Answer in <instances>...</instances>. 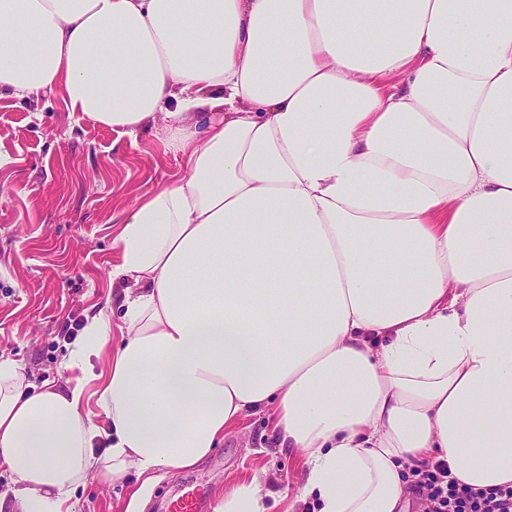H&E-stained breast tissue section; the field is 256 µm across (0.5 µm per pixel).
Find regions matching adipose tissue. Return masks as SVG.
Segmentation results:
<instances>
[{"label":"adipose tissue","mask_w":512,"mask_h":512,"mask_svg":"<svg viewBox=\"0 0 512 512\" xmlns=\"http://www.w3.org/2000/svg\"><path fill=\"white\" fill-rule=\"evenodd\" d=\"M57 92L163 117L187 172L124 208L62 381L0 356V512L192 467L266 411L318 512H403L438 460L512 486V0H0V97Z\"/></svg>","instance_id":"ef3b65f1"}]
</instances>
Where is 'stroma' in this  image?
Masks as SVG:
<instances>
[{"mask_svg": "<svg viewBox=\"0 0 512 512\" xmlns=\"http://www.w3.org/2000/svg\"><path fill=\"white\" fill-rule=\"evenodd\" d=\"M169 138L160 120L132 136L100 126L57 94L0 98V356L20 361L33 384L58 378L86 316L111 298L120 212L184 175ZM254 477L272 491V512H315L299 500L301 455L276 448L264 413L193 467L147 484L133 470L114 484L92 478L72 501L74 512H160L181 484L205 488L213 504Z\"/></svg>", "mask_w": 512, "mask_h": 512, "instance_id": "1", "label": "stroma"}]
</instances>
